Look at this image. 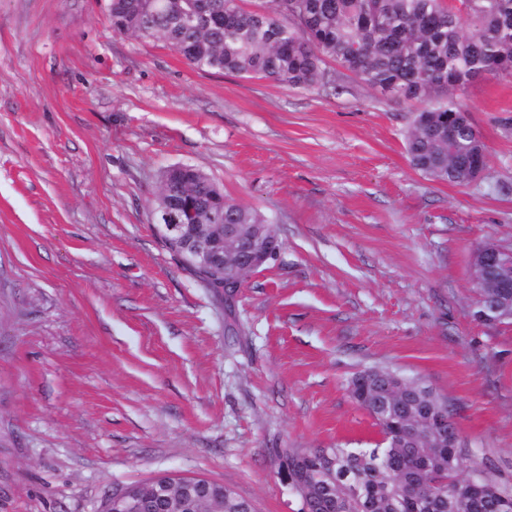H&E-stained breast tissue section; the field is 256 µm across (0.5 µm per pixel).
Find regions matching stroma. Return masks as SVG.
Here are the masks:
<instances>
[{"label":"stroma","instance_id":"1","mask_svg":"<svg viewBox=\"0 0 512 512\" xmlns=\"http://www.w3.org/2000/svg\"><path fill=\"white\" fill-rule=\"evenodd\" d=\"M110 0H0V512H99L164 474L300 512L281 448H372L357 372L431 386L512 484V323L473 319L512 245V77L457 94L488 148L414 170L408 104L335 61L313 89L190 67ZM188 164L269 220L274 260L207 288L152 222ZM473 283L478 293V303L473 313L475 320L512 321V301L510 310L506 304L492 305L487 302L495 295H507L512 288V249L489 243L480 248L473 259ZM490 315H494L496 320Z\"/></svg>","mask_w":512,"mask_h":512}]
</instances>
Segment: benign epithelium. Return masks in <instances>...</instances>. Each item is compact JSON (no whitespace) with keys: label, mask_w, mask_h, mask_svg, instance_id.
<instances>
[{"label":"benign epithelium","mask_w":512,"mask_h":512,"mask_svg":"<svg viewBox=\"0 0 512 512\" xmlns=\"http://www.w3.org/2000/svg\"><path fill=\"white\" fill-rule=\"evenodd\" d=\"M177 202L163 197L160 207L166 223L161 232L178 242L192 262L224 281V295H232L242 278L261 267L279 253L265 235L263 224H197L189 219H177L172 210ZM473 283L478 293L473 317L480 322L496 319L512 321V309L506 305H489L496 294L507 295L512 288V249L489 243L480 248L473 259ZM183 487L177 502L167 497L174 483ZM202 497L224 500V489H216L203 478L159 476L147 484L124 490L112 497L114 512H142L148 507H160L164 512H183Z\"/></svg>","instance_id":"1"}]
</instances>
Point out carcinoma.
Returning <instances> with one entry per match:
<instances>
[{
  "mask_svg": "<svg viewBox=\"0 0 512 512\" xmlns=\"http://www.w3.org/2000/svg\"><path fill=\"white\" fill-rule=\"evenodd\" d=\"M111 0L115 31L158 38L200 71L259 77L309 90L325 60L392 99L416 107L407 136L411 165L443 182L484 166L486 149L455 92L480 77L512 76V0H269L246 11L239 0ZM159 194L194 201L207 187L170 167ZM224 223L268 220L224 199ZM353 400L380 427L374 448H283L288 483L302 512H512V486L454 445L447 426L426 424L448 403L419 379L385 369L356 373ZM224 512L252 506L224 489Z\"/></svg>",
  "mask_w": 512,
  "mask_h": 512,
  "instance_id": "1",
  "label": "carcinoma"
}]
</instances>
